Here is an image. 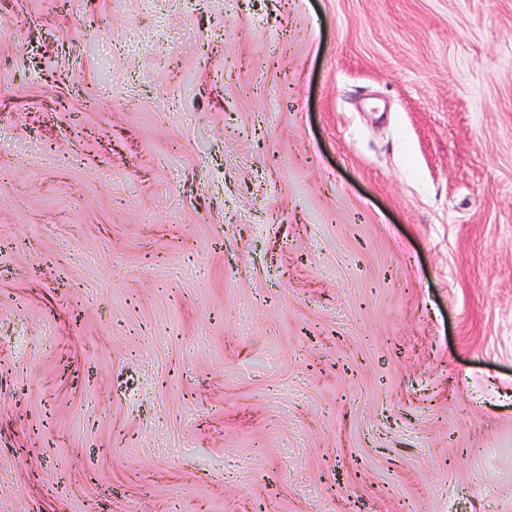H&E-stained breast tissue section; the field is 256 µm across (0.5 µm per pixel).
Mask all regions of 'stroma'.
I'll return each instance as SVG.
<instances>
[{"label": "stroma", "instance_id": "1", "mask_svg": "<svg viewBox=\"0 0 512 512\" xmlns=\"http://www.w3.org/2000/svg\"><path fill=\"white\" fill-rule=\"evenodd\" d=\"M0 512H512V0H0Z\"/></svg>", "mask_w": 512, "mask_h": 512}]
</instances>
